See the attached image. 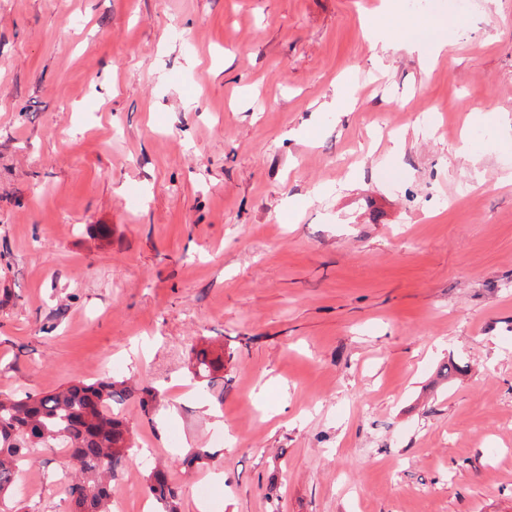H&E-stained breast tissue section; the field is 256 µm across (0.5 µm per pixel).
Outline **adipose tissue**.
Listing matches in <instances>:
<instances>
[{"instance_id": "1", "label": "adipose tissue", "mask_w": 512, "mask_h": 512, "mask_svg": "<svg viewBox=\"0 0 512 512\" xmlns=\"http://www.w3.org/2000/svg\"><path fill=\"white\" fill-rule=\"evenodd\" d=\"M373 30L376 38L385 41L387 47L402 46L425 57L439 54L445 47L436 27L420 28L401 20L391 4L383 6L373 22Z\"/></svg>"}]
</instances>
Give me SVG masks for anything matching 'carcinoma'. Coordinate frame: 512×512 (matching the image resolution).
I'll return each mask as SVG.
<instances>
[{"label": "carcinoma", "instance_id": "obj_1", "mask_svg": "<svg viewBox=\"0 0 512 512\" xmlns=\"http://www.w3.org/2000/svg\"><path fill=\"white\" fill-rule=\"evenodd\" d=\"M189 370L213 382L224 372V356L194 349ZM134 397L147 415L160 406L154 387L137 395L110 375L92 383L75 377L44 395L0 396V512H20L6 504V496L23 473L57 448L66 450L62 491L72 512H111L112 481L138 455L132 428L113 406ZM145 482L156 512H180L179 495L163 467H154Z\"/></svg>", "mask_w": 512, "mask_h": 512}]
</instances>
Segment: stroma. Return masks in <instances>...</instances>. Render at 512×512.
Returning a JSON list of instances; mask_svg holds the SVG:
<instances>
[{"instance_id":"obj_1","label":"stroma","mask_w":512,"mask_h":512,"mask_svg":"<svg viewBox=\"0 0 512 512\" xmlns=\"http://www.w3.org/2000/svg\"><path fill=\"white\" fill-rule=\"evenodd\" d=\"M379 5L0 0V394L160 390L113 512L158 463L182 512H512V0L401 7L431 64ZM399 13L395 11V6L385 4L382 13L379 14L373 22L375 37L383 40L388 48H395L401 45L410 52H416L422 55L425 60L428 56L439 55L444 49L446 43L438 35V27L429 26L420 28L408 21L399 20ZM393 32H405L401 39H397ZM386 36L391 37L390 40ZM189 370L194 378H208L209 382L219 379L220 373H224L223 355H214L208 348L192 350L189 358Z\"/></svg>"}]
</instances>
